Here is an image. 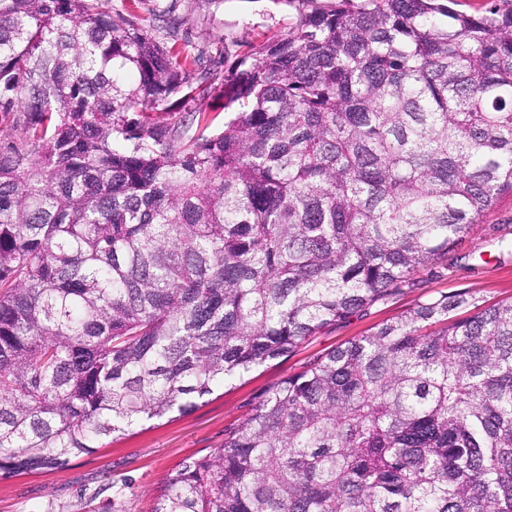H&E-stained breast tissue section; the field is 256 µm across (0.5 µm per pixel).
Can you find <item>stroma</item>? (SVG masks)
Segmentation results:
<instances>
[{"instance_id":"1","label":"stroma","mask_w":512,"mask_h":512,"mask_svg":"<svg viewBox=\"0 0 512 512\" xmlns=\"http://www.w3.org/2000/svg\"><path fill=\"white\" fill-rule=\"evenodd\" d=\"M151 21L164 12L182 18L178 44L199 53L203 67L234 66L254 46L287 31L296 10L287 0H137ZM460 291L480 304L512 298V194H503L474 233L405 287L358 315L323 330L288 357L258 368L200 400L193 411L139 426L121 440L76 458L61 471L0 481V512H100L121 488L119 512H149L157 486L184 458L201 456L224 440L272 385L310 359L366 334L416 303Z\"/></svg>"}]
</instances>
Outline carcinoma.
<instances>
[{"mask_svg": "<svg viewBox=\"0 0 512 512\" xmlns=\"http://www.w3.org/2000/svg\"><path fill=\"white\" fill-rule=\"evenodd\" d=\"M286 2L218 72L178 17L0 0V479L192 411L512 192V0ZM151 512H512V300L441 295L309 360Z\"/></svg>", "mask_w": 512, "mask_h": 512, "instance_id": "1", "label": "carcinoma"}]
</instances>
